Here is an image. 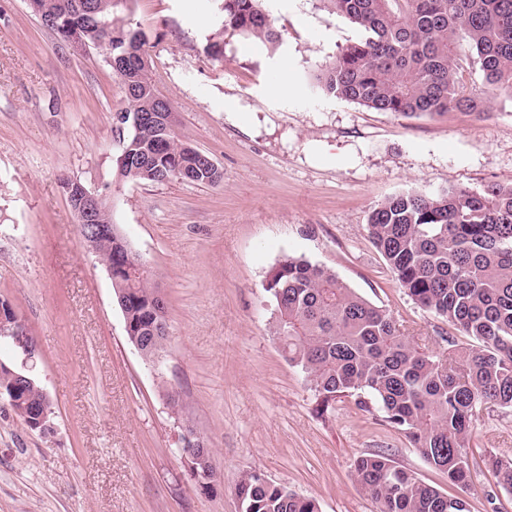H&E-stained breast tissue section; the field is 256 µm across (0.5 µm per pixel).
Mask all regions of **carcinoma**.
I'll return each instance as SVG.
<instances>
[{
  "instance_id": "cac0c4a2",
  "label": "carcinoma",
  "mask_w": 512,
  "mask_h": 512,
  "mask_svg": "<svg viewBox=\"0 0 512 512\" xmlns=\"http://www.w3.org/2000/svg\"><path fill=\"white\" fill-rule=\"evenodd\" d=\"M263 0H216L224 28L275 48L281 34ZM329 10L359 29L316 75L325 94L406 118L434 117L452 109L487 114L488 92H512V0H324ZM45 18L65 15L73 4L81 17L57 31L66 42L81 41L124 62L120 81L133 117L156 110L159 93L150 75L146 41L137 30L114 25L122 0H29ZM479 64L484 89L466 90L463 73ZM117 162L124 177L142 182L173 178L218 186L224 172L200 165V150L173 130L144 121L123 139ZM368 234L395 280L415 303L433 312L477 344L446 339L437 354L419 347L389 312L360 296L331 268L304 258L284 257L271 273V329L288 363L298 367L327 411L336 398L351 396L368 411L403 431L433 468L453 483L470 474L468 436L484 404L512 406V185L481 190L448 188L406 191L375 205ZM101 263L124 293L128 340H137L151 360L168 340L166 305L142 274L125 269L122 240L93 244ZM21 385L14 412L28 416L46 397ZM191 475L217 476L186 452ZM497 483L512 492V458L484 456ZM354 476L378 512H471L464 498L450 496L396 466L384 453L357 458ZM234 491L240 512H320L259 472L246 473Z\"/></svg>"
}]
</instances>
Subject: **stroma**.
Here are the masks:
<instances>
[{
    "label": "stroma",
    "mask_w": 512,
    "mask_h": 512,
    "mask_svg": "<svg viewBox=\"0 0 512 512\" xmlns=\"http://www.w3.org/2000/svg\"><path fill=\"white\" fill-rule=\"evenodd\" d=\"M270 49L222 29L213 0H127L178 136L224 172L218 186L119 177L124 88L105 51L77 50L0 0V299L33 336L52 428L0 403V512H239L237 478L263 472L321 512H377L353 475L382 452L471 512H512L480 456L512 458V407L473 420L469 481L449 482L378 411L337 398L327 414L270 331L267 280L285 256L333 269L436 354L459 332L399 287L367 231L372 207L406 190L512 185V92L489 117L403 118L322 94L314 76L359 32L324 0H264ZM223 47L221 61L204 52ZM288 91L275 93L277 80ZM236 120H228V113ZM111 194L114 222L167 303L161 367L128 341L112 282L82 244L62 184ZM184 404L174 412L169 395ZM213 453L209 489L182 436ZM182 440H183V446L185 447L184 448V450L186 452L185 456L188 461V466H189L191 475L196 477V475L198 473V475L201 478H203V479L207 478V481H206L207 483H205V484L212 482L214 477L215 478L217 477V473H216L215 467L213 465L212 454H211L210 449L207 448V446L204 447V441L202 440V438L193 432H187L186 434H184ZM199 447L206 448V450H205L206 454L210 458L212 465H213V468L210 469V472L207 471L199 461H197V458H198L197 451L193 450L190 452L187 449V448H199ZM202 473L206 474L205 477L202 476Z\"/></svg>",
    "instance_id": "stroma-1"
}]
</instances>
